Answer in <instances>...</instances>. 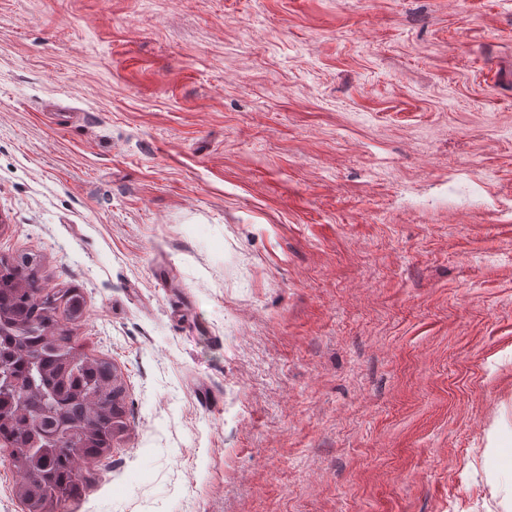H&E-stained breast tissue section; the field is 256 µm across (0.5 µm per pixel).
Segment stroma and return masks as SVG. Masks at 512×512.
Instances as JSON below:
<instances>
[{"label":"stroma","instance_id":"stroma-1","mask_svg":"<svg viewBox=\"0 0 512 512\" xmlns=\"http://www.w3.org/2000/svg\"><path fill=\"white\" fill-rule=\"evenodd\" d=\"M126 427L53 512H512V0H0V260Z\"/></svg>","mask_w":512,"mask_h":512}]
</instances>
